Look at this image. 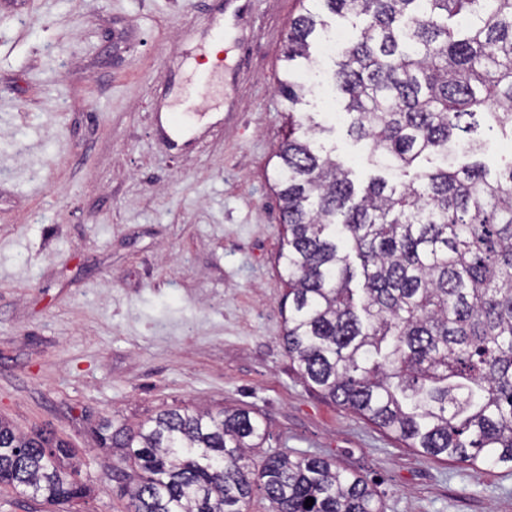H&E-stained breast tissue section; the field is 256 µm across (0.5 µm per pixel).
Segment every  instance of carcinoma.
Masks as SVG:
<instances>
[{"instance_id":"obj_1","label":"carcinoma","mask_w":512,"mask_h":512,"mask_svg":"<svg viewBox=\"0 0 512 512\" xmlns=\"http://www.w3.org/2000/svg\"><path fill=\"white\" fill-rule=\"evenodd\" d=\"M319 2L365 21L334 85L351 135L408 180L377 175L360 191L317 144L326 128L300 111L299 68L324 21L303 7L283 51L274 170L288 357L323 397L426 456L512 468V160L491 177L478 163L415 168L450 144L477 154V116L512 141V0ZM267 437L244 409L167 408L135 431H96L136 466L132 512H243L257 491L273 512H383L368 481L329 458L276 453L253 468ZM70 458L53 430L0 420V484L70 504L87 493Z\"/></svg>"}]
</instances>
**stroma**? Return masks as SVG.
Segmentation results:
<instances>
[{"label": "stroma", "mask_w": 512, "mask_h": 512, "mask_svg": "<svg viewBox=\"0 0 512 512\" xmlns=\"http://www.w3.org/2000/svg\"><path fill=\"white\" fill-rule=\"evenodd\" d=\"M220 4L0 0V420L54 430L89 488L56 506L0 485V512H131V465L93 431L166 406L249 409L270 433L255 463L333 459L384 512H512V469L425 457L290 361L272 169L300 3L249 0L211 97L196 78ZM188 93L223 119L173 148L156 114ZM331 124L324 146L366 185L368 145Z\"/></svg>", "instance_id": "35a3bbf8"}]
</instances>
